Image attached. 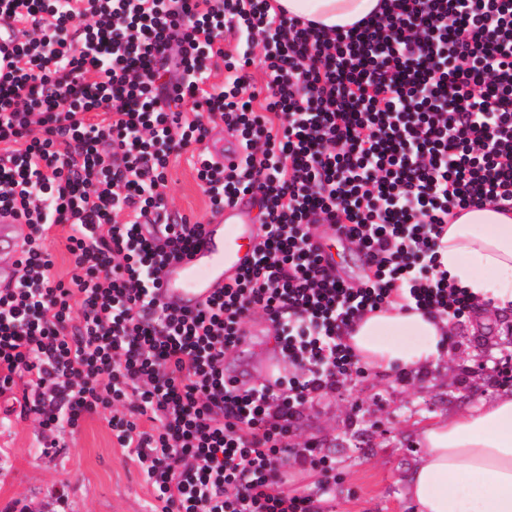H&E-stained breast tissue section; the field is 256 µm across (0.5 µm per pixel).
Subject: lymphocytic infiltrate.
<instances>
[{
	"label": "lymphocytic infiltrate",
	"mask_w": 512,
	"mask_h": 512,
	"mask_svg": "<svg viewBox=\"0 0 512 512\" xmlns=\"http://www.w3.org/2000/svg\"><path fill=\"white\" fill-rule=\"evenodd\" d=\"M0 22L24 34L0 74V214L29 228L0 289V394L26 378L47 452L103 417L161 512H319L279 470L301 408L361 372L344 329L398 298L463 316L473 300L438 271L437 241L455 210L512 211V0H380L336 30L271 0H0ZM232 30L245 43L228 50ZM216 122L242 160L197 153L196 178L214 209L258 195L262 240L234 282L177 312L156 284L200 224L173 220L167 168ZM320 222L366 282L323 264ZM254 314L288 374L242 389L224 359ZM67 231L68 228L63 229L61 226L54 228L48 241L53 261L51 272L57 280H67L70 270V257L65 248Z\"/></svg>",
	"instance_id": "f902f5d3"
}]
</instances>
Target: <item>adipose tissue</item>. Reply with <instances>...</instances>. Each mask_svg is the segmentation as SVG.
I'll return each instance as SVG.
<instances>
[{"label": "adipose tissue", "instance_id": "ef3b65f1", "mask_svg": "<svg viewBox=\"0 0 512 512\" xmlns=\"http://www.w3.org/2000/svg\"><path fill=\"white\" fill-rule=\"evenodd\" d=\"M288 16L348 27L378 0H276ZM440 268L493 314L512 312V212L468 208L439 240ZM450 341L445 320L392 303L364 315L346 342L376 373L434 363ZM423 452L407 469L417 512H512V391L466 404L420 431Z\"/></svg>", "mask_w": 512, "mask_h": 512}]
</instances>
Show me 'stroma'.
I'll use <instances>...</instances> for the list:
<instances>
[{"label":"stroma","mask_w":512,"mask_h":512,"mask_svg":"<svg viewBox=\"0 0 512 512\" xmlns=\"http://www.w3.org/2000/svg\"><path fill=\"white\" fill-rule=\"evenodd\" d=\"M189 152L173 158L168 170L172 212L208 221L211 209L196 180ZM245 341L225 362L226 374L260 375L279 348L268 322L246 323ZM449 351L436 367L389 374L370 371L351 385L323 392L306 405L288 436L286 491L312 494L321 512H414L404 494L403 475L421 448L416 424L445 416L459 403L478 402L505 387L494 366L512 343V315L474 325L471 315L451 322ZM488 349L487 369L477 370V350ZM27 385L15 378L0 395V512H149L152 488L129 462L104 418L85 420L42 452L37 423L18 403ZM313 445L327 457L325 486L304 464L300 451Z\"/></svg>","instance_id":"35a3bbf8"}]
</instances>
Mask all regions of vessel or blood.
I'll return each instance as SVG.
<instances>
[{
	"label": "vessel or blood",
	"mask_w": 512,
	"mask_h": 512,
	"mask_svg": "<svg viewBox=\"0 0 512 512\" xmlns=\"http://www.w3.org/2000/svg\"><path fill=\"white\" fill-rule=\"evenodd\" d=\"M206 154L215 166L224 168L238 164L241 146L237 139L208 135ZM255 201L242 196L224 206L205 224L188 251L169 262L158 285L162 303L181 312H193L235 280L254 256L261 231L254 222ZM22 240L19 225L9 215L0 216V287L15 282Z\"/></svg>",
	"instance_id": "b4317fda"
}]
</instances>
